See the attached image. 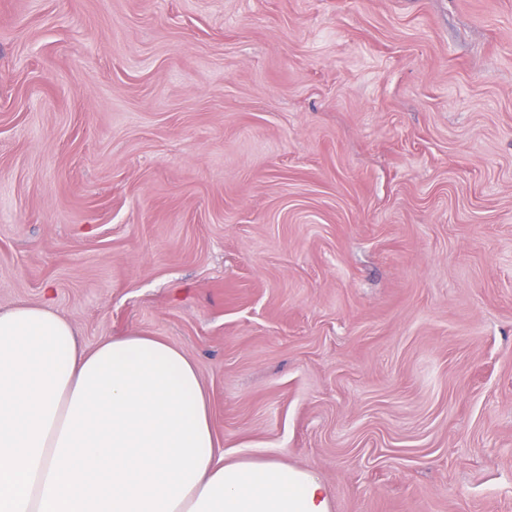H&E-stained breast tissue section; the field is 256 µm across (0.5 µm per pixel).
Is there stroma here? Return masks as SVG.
I'll list each match as a JSON object with an SVG mask.
<instances>
[{"label": "stroma", "mask_w": 512, "mask_h": 512, "mask_svg": "<svg viewBox=\"0 0 512 512\" xmlns=\"http://www.w3.org/2000/svg\"><path fill=\"white\" fill-rule=\"evenodd\" d=\"M48 287L332 512H512V0H0V309Z\"/></svg>", "instance_id": "35a3bbf8"}]
</instances>
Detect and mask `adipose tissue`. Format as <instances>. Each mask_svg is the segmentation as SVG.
<instances>
[{
	"mask_svg": "<svg viewBox=\"0 0 512 512\" xmlns=\"http://www.w3.org/2000/svg\"><path fill=\"white\" fill-rule=\"evenodd\" d=\"M314 473L225 460L195 365L132 334L80 346L50 301L0 310V512H331Z\"/></svg>",
	"mask_w": 512,
	"mask_h": 512,
	"instance_id": "ef3b65f1",
	"label": "adipose tissue"
}]
</instances>
